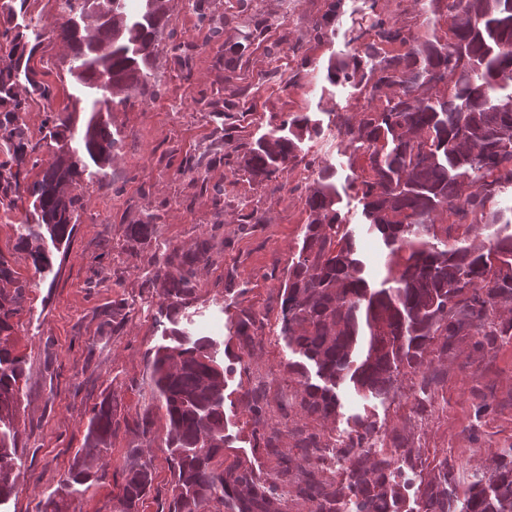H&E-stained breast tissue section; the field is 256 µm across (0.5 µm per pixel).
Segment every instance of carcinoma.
<instances>
[{
	"mask_svg": "<svg viewBox=\"0 0 512 512\" xmlns=\"http://www.w3.org/2000/svg\"><path fill=\"white\" fill-rule=\"evenodd\" d=\"M59 0L60 17L51 34L69 50L67 74L82 88L85 106L45 121L59 142L56 160L41 167L20 113L27 100L16 95L20 78L30 94L46 97L49 86L37 79L26 52L27 34L40 42L35 27L13 24V11L0 15L5 47H0V142L12 158L0 162V202L28 194L33 212L20 225L19 241L34 270L52 267L50 244L67 248L84 208L79 192L86 179L104 185L106 168L119 143L102 119V109L130 98L156 95L153 72L159 40L168 20L169 0ZM368 12L352 22L344 56L330 55L326 85L369 90L375 98L390 90L385 107L362 112L327 111L353 152L366 163L365 175L337 180L336 168L308 157L305 144L319 136L323 120L312 112H290L281 123L241 144L243 170L263 182L298 166L312 170L305 187L307 222L288 265L282 288L280 336L292 354L287 364L298 389L291 398L300 410L322 421L336 418L338 391L351 386L386 399L398 377L413 373L420 385L436 382L429 356L448 353L461 336L474 338L485 352L512 338V224L483 241L478 230L498 223L493 206L501 188L512 185V0H448L444 36L428 38L382 16L378 0H366ZM313 26L314 38L328 44L336 35V10ZM267 21L257 20L242 40L228 49L241 57L259 38ZM407 46L389 55L384 47ZM192 47L172 48L173 61L191 68ZM86 113L85 118L76 111ZM230 155L210 151L185 158L181 171L201 188L206 172ZM40 177L27 181L28 170ZM362 202L368 231L380 236L387 251L385 272L375 281L366 272L355 237L341 212L343 196ZM161 219L151 214L128 225V238L149 240ZM209 262V245L195 253L162 254L147 272V282L163 288L170 313L178 314L194 292L198 268ZM0 505L15 493L17 475L9 465L18 450L15 402L22 394L24 357L12 344L13 319L19 314L27 283L0 261ZM256 316L243 312L232 322L235 335L249 337ZM172 344L146 352L153 406L136 422L142 436L151 433L152 408L167 418L166 446L174 473L168 512H287L288 498L305 501L308 512H512V447L496 454L488 478L471 481L464 497L448 489L452 478L442 460L429 480H420L407 498L413 471L412 449L395 445L394 455L368 450L377 436L368 414L351 417L353 426L337 454L347 462L343 478H317L323 457L320 438L298 431L295 448L301 474L290 470L260 474L229 459L232 440L224 414L228 368L217 363L213 343L192 340L171 330ZM115 409L105 397L88 418L83 448L57 487L45 498V512H70L93 491L101 476L93 460L112 445ZM152 484L151 460L142 454L121 470L118 499L125 512H138Z\"/></svg>",
	"mask_w": 512,
	"mask_h": 512,
	"instance_id": "cac0c4a2",
	"label": "carcinoma"
}]
</instances>
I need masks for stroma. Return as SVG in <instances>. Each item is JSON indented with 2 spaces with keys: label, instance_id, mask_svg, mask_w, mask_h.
Returning <instances> with one entry per match:
<instances>
[{
  "label": "stroma",
  "instance_id": "obj_1",
  "mask_svg": "<svg viewBox=\"0 0 512 512\" xmlns=\"http://www.w3.org/2000/svg\"><path fill=\"white\" fill-rule=\"evenodd\" d=\"M327 0H252L241 12L239 0H208V12L223 16L225 26L211 36L188 0H170V17L158 46L155 72L160 92L135 97L126 105L103 112L120 142L105 185L85 188V206L66 252L53 253L57 274L39 278L19 243V229L32 206L29 197L0 204V257L30 286L15 319L17 348L26 360L28 381L17 413L20 472L17 492L0 512H39L47 492L57 486L84 443L87 419L104 397H112L120 426L112 446L100 461L103 477L95 492L80 503V512H113L120 493L114 479L136 452L152 460V486L139 512H168L174 476L165 446L166 419L154 412L147 437L138 436L133 421L151 403L152 391L145 354L168 344L171 326L192 336H209L217 358L231 367L224 412L233 437L232 455L260 473L295 468L298 458L291 431L300 427L316 433L323 447L321 480L344 476L336 463V448L347 436V419L370 411L386 446L406 443L413 448L416 472L433 476L447 460L453 490L463 492L474 475L488 469L500 449L512 446V339L485 354L472 350L470 337H461L442 357V378L427 392L417 377L405 375L389 400L364 399L354 390L341 392L334 424L304 416L289 401L295 385L287 363L293 355L279 336L282 321L280 284L300 230L307 220L305 186L310 171L296 168L272 181H254L242 170L224 165L207 173L209 184L225 189L224 224L213 226L210 194L201 192L180 172L188 156L214 145L225 151L250 141L258 130L278 123L291 112H313L366 106L363 95L337 87L331 99H321L314 80L294 81L302 58L322 64L331 52H344L342 39L364 0H344L336 24L334 45L318 43L314 20ZM267 19L263 36L243 57L229 62L228 47L240 41L254 17ZM299 40L303 57L287 44ZM195 47L191 74L181 73L172 60L177 44ZM280 45L278 73L268 72L267 52ZM63 50L43 38L32 60L40 80L49 85L50 99L32 97L22 119L32 145L43 162H51L55 143L44 127L49 111L73 106L79 91L62 61ZM236 102L220 114L210 100ZM316 160L336 166L339 174L359 167L342 140L321 135L308 144ZM266 214L267 223L244 224L242 212ZM160 214L155 232L144 243L127 238V226L144 214ZM210 238V261L195 283V294L178 317H171L159 289L145 273L165 249L194 250ZM256 315L249 340L229 332L240 311ZM259 399L261 416H254L243 392ZM279 432L277 450L257 444L255 431Z\"/></svg>",
  "mask_w": 512,
  "mask_h": 512
}]
</instances>
